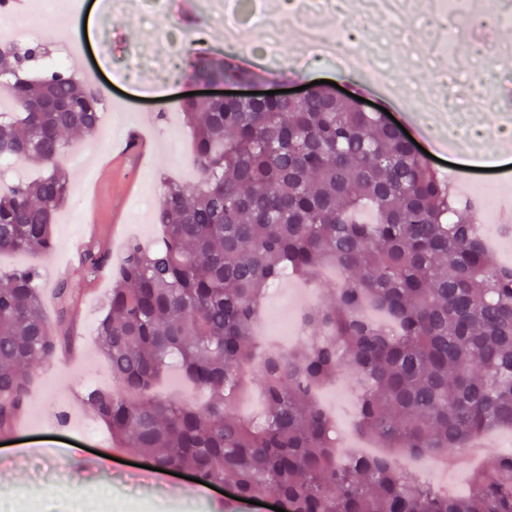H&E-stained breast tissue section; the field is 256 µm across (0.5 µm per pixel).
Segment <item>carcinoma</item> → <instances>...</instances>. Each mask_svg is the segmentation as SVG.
<instances>
[{
  "label": "carcinoma",
  "instance_id": "carcinoma-1",
  "mask_svg": "<svg viewBox=\"0 0 512 512\" xmlns=\"http://www.w3.org/2000/svg\"><path fill=\"white\" fill-rule=\"evenodd\" d=\"M192 57L197 77L254 79L234 56ZM2 79L16 106L0 122V158L45 172L0 193V253L34 256L52 247L69 196L56 165L65 135L97 129L101 98L65 68L31 84L5 67ZM181 115L198 178L163 182V245L130 241L97 326L120 391L95 387L84 403L112 440L241 499L272 492L285 512H512V452L475 472L465 495L396 460L457 454L512 428V266L491 262L473 207L449 206L451 182L382 113L323 85L300 101L185 100ZM327 262L342 276L304 316L302 349L264 348L263 413L240 416L266 289ZM38 277L34 267L0 275V429L66 340L46 324ZM172 359L205 404L150 396ZM341 377L357 391V431L386 452L336 456L317 391Z\"/></svg>",
  "mask_w": 512,
  "mask_h": 512
}]
</instances>
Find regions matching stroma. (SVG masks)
I'll return each instance as SVG.
<instances>
[{
  "instance_id": "obj_1",
  "label": "stroma",
  "mask_w": 512,
  "mask_h": 512,
  "mask_svg": "<svg viewBox=\"0 0 512 512\" xmlns=\"http://www.w3.org/2000/svg\"><path fill=\"white\" fill-rule=\"evenodd\" d=\"M85 14L74 21L51 15L31 16L37 41L45 49L59 50L70 37L86 42L81 66L97 67L101 81L117 102L103 112L94 135L70 134L71 141L57 164L71 178L69 199L53 226L50 251L28 256H0V271L37 266L42 310L49 324L58 325L70 344L80 349L77 359L55 352L33 373L23 418L0 431V478L11 477L0 490V512H270L274 497L265 505L241 503L217 490L167 473L143 468L140 449H112L105 427L83 403L92 386L111 388L112 378L96 343V327L106 313L112 275L129 240L154 247L161 232L153 220L161 177L192 181L191 136L177 113L168 109L171 96L199 91L203 81L189 68L190 50L221 48L217 33L222 15L198 19L195 5L172 0L162 7L152 0H127V8L102 45L86 34V26L99 23L104 0H85ZM412 17L404 30L382 32L377 24L360 23V53L384 56L393 77L409 82L421 93L435 85V73L454 67L458 81L452 89L460 109L462 128L483 127L474 147L478 156L493 157L495 166L512 165V154H501L497 131L503 117H512V102L503 97L512 86V25L498 19L512 0H473L488 23L457 26L469 41L482 47L480 54L442 58L434 38L425 32L430 0H410ZM243 26L253 29L242 60L259 74L261 89H292L315 80L338 81L339 64L331 59L301 57L295 27L276 8V0H240ZM494 61L481 94H473L474 71ZM366 100L384 107L424 149L440 144L445 129L436 113L407 115L380 89L370 87ZM136 110L133 120L117 123L121 101ZM146 139L141 154L129 149L130 137ZM107 259L94 273H86L81 258L87 249ZM69 288V315L58 323L57 288Z\"/></svg>"
}]
</instances>
